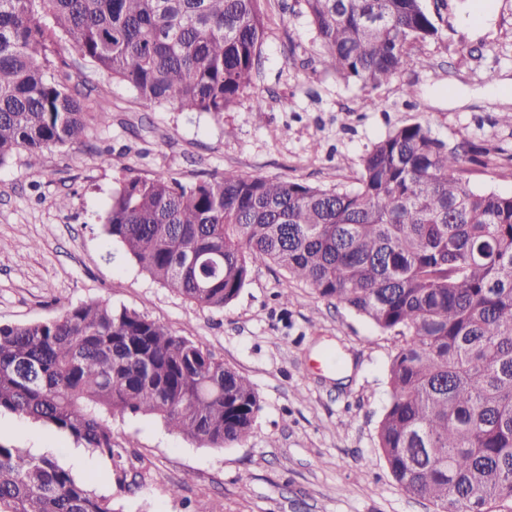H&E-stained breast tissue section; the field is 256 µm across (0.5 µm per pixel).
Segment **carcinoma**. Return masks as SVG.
Wrapping results in <instances>:
<instances>
[{
    "label": "carcinoma",
    "mask_w": 512,
    "mask_h": 512,
    "mask_svg": "<svg viewBox=\"0 0 512 512\" xmlns=\"http://www.w3.org/2000/svg\"><path fill=\"white\" fill-rule=\"evenodd\" d=\"M321 64L370 92L436 39V0H295ZM261 0H0V166L79 147L84 93L48 74L67 43L146 103L224 117L255 88ZM53 21L49 28L42 17ZM474 147L450 148L421 122L361 158L359 186L322 188L226 171L191 185L119 178L106 235L153 280L222 310L252 267L273 263L399 337L378 446L397 485L435 512H512V194L459 177ZM48 320L0 324V413L29 417L107 457L119 487L141 472L112 416L161 419L201 446L250 436V382L211 351L125 307L57 301ZM0 512H120L58 459L0 444Z\"/></svg>",
    "instance_id": "obj_1"
}]
</instances>
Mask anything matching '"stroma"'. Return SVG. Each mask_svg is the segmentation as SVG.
<instances>
[{"mask_svg":"<svg viewBox=\"0 0 512 512\" xmlns=\"http://www.w3.org/2000/svg\"><path fill=\"white\" fill-rule=\"evenodd\" d=\"M445 3L440 37L413 48L420 65L376 90L368 111L359 85L321 65L302 7L284 14L277 0H262L263 112L247 96L220 120L148 106L129 84L58 44L53 63L83 86L89 111L111 119L92 125L78 149L45 150L39 173L22 151L0 167V323L53 318L60 298L138 311L246 377L260 410L248 440L226 448L200 446L153 417L115 415L114 436L145 475L126 489L110 482L106 457L87 448L75 462L71 438L24 416L0 414V444L54 454L123 512H196L201 504L212 512H433L399 488L378 447L396 336L271 263L254 267L224 309L199 308L142 272L100 217L122 176L192 184L233 170L353 189L366 149L413 121L448 146L482 148L479 163L461 173L471 188L512 192V0ZM63 195L64 210L56 205ZM330 352L341 367L326 363Z\"/></svg>","mask_w":512,"mask_h":512,"instance_id":"1","label":"stroma"}]
</instances>
